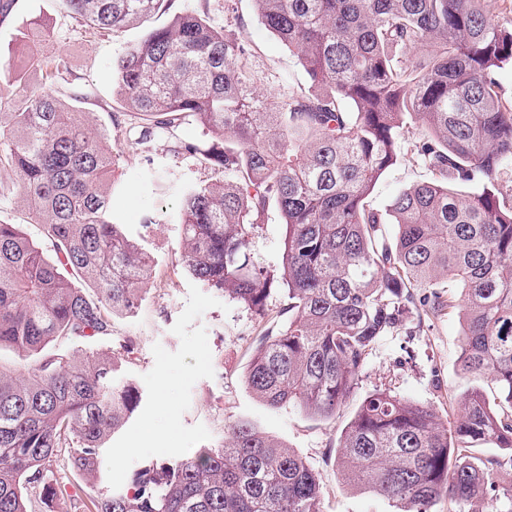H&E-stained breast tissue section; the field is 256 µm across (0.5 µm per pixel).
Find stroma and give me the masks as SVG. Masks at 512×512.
I'll return each mask as SVG.
<instances>
[{"instance_id":"obj_1","label":"stroma","mask_w":512,"mask_h":512,"mask_svg":"<svg viewBox=\"0 0 512 512\" xmlns=\"http://www.w3.org/2000/svg\"><path fill=\"white\" fill-rule=\"evenodd\" d=\"M240 31L255 52V64L266 79L258 93L277 97L288 87L303 85L307 75L296 55L258 21L252 0H236ZM158 15L149 23L110 33L82 26L62 7L61 0H16L11 19L0 24V125L24 92L49 90L64 102L81 96L78 108L94 128L116 139L121 156L114 175L112 218L149 252L152 276L144 284L139 307L117 316L111 335L70 344V351L97 352L112 359L108 382L132 385L139 402L100 450L96 482L76 477L37 512H91L101 493H124L145 467L173 463L202 448L223 447L227 428L245 422L278 439L302 456L323 487V512H390L387 501L357 490L342 478L337 445L354 416L359 400L387 388L405 400L433 404L439 421L452 427L462 411L465 379L458 365L463 324L460 316L434 322L410 321L385 337L368 358L357 391L336 417L324 420L295 407L273 409L257 399L245 382L257 342L288 322V294L276 284L264 315L189 275L180 264L181 227L176 222L182 185L220 182L224 173L198 159H173L174 139L212 144L213 137L189 120L174 134H156L140 144L128 130L133 114H117L110 78L116 60L147 33L165 23ZM60 61L59 70L30 67L31 60ZM428 169L404 152L377 181L368 202L386 211L392 199L412 185L428 181ZM153 217L143 228L144 217ZM286 227L277 208H269L246 237L253 264L270 278L281 274Z\"/></svg>"}]
</instances>
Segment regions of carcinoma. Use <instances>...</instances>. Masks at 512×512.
<instances>
[{
	"mask_svg": "<svg viewBox=\"0 0 512 512\" xmlns=\"http://www.w3.org/2000/svg\"><path fill=\"white\" fill-rule=\"evenodd\" d=\"M92 29L118 32L155 14L152 29L112 66L124 108L147 122L138 142L192 118L221 142L202 155L224 181L182 191L186 271L259 315L273 281L245 252L247 227L275 201L286 225L281 283L288 324L261 339L246 383L264 403L330 418L359 388L367 359L410 318L462 315L459 362L479 385L462 392L452 429L429 403L388 388L367 395L338 444L354 487L393 512H431L442 496L459 512H512V489L488 499L490 471L471 449H512V99L499 73L512 66V25L492 0H254L258 22L297 52L309 85L282 99L264 80L238 17L224 26L176 0H61ZM421 120L413 155L434 178L398 194L395 245L377 235L367 198L398 159L409 119ZM112 136L50 92L22 96L0 128V193L20 196L40 241L0 223V348L37 360L27 374L0 369V512H35L55 494L54 468L90 479L99 449L133 412L131 385L106 390L99 354L62 345L112 334L137 307L152 266L112 221ZM21 176L15 184L10 173ZM475 183L482 190L465 194ZM318 476L295 452L249 425L228 427L222 448L135 476L134 494L102 495L94 512H323Z\"/></svg>",
	"mask_w": 512,
	"mask_h": 512,
	"instance_id": "cac0c4a2",
	"label": "carcinoma"
}]
</instances>
